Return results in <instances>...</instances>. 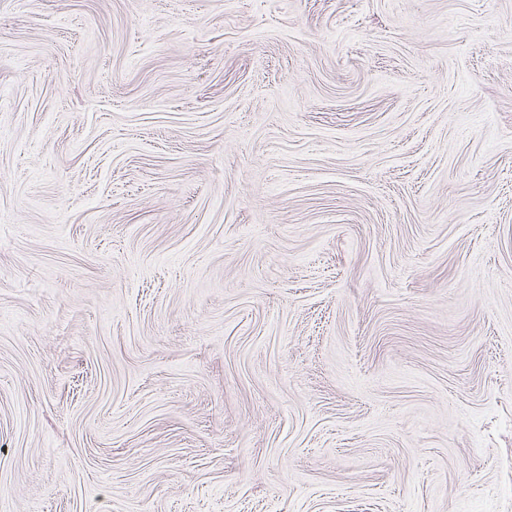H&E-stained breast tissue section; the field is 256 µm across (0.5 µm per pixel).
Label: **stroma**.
<instances>
[{
  "label": "stroma",
  "mask_w": 512,
  "mask_h": 512,
  "mask_svg": "<svg viewBox=\"0 0 512 512\" xmlns=\"http://www.w3.org/2000/svg\"><path fill=\"white\" fill-rule=\"evenodd\" d=\"M0 512H512V0H0Z\"/></svg>",
  "instance_id": "1"
}]
</instances>
